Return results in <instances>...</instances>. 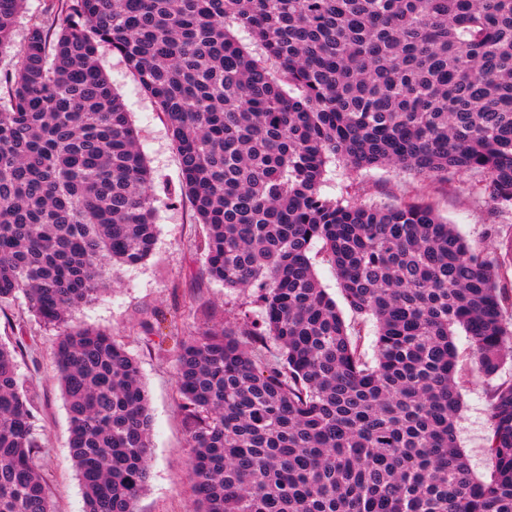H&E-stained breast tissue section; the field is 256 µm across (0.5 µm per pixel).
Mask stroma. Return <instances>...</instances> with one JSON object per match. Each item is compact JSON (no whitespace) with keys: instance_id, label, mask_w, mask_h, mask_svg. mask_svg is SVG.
Segmentation results:
<instances>
[{"instance_id":"35a3bbf8","label":"stroma","mask_w":512,"mask_h":512,"mask_svg":"<svg viewBox=\"0 0 512 512\" xmlns=\"http://www.w3.org/2000/svg\"><path fill=\"white\" fill-rule=\"evenodd\" d=\"M45 18L54 27L63 25L61 0H25L15 24V43L23 42L31 23ZM98 63L138 130V147L153 179L157 237L151 256L119 269L108 290L80 308L74 320L111 332L139 366L152 425L149 479L137 512H192L194 494L187 473L192 450L179 409L176 355L182 341L197 332L237 328L260 317L258 292L231 290L206 276L205 232L181 194L180 160L165 119L117 54L102 48ZM476 184V177L466 173L449 174L447 181L438 183L398 168L352 173L334 161L327 167L322 192L335 198L351 185L362 200L378 205L406 196L425 198L470 244L489 250L493 242L486 231L492 204L478 195ZM321 248L316 242L309 252L317 279L335 300L347 326L364 329L361 348L366 358H373L374 323L345 302L336 272L323 260ZM56 339V330L28 311L24 297L0 303V341L20 340L25 345L18 358V374L33 406V426L41 442L38 465L54 512H83V490L69 451V415L51 358ZM490 385L478 371L469 372L456 423L458 444L480 477L491 467L487 454Z\"/></svg>"}]
</instances>
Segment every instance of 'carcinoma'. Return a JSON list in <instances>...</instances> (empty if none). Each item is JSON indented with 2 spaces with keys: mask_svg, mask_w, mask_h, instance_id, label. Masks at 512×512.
Returning <instances> with one entry per match:
<instances>
[{
  "mask_svg": "<svg viewBox=\"0 0 512 512\" xmlns=\"http://www.w3.org/2000/svg\"><path fill=\"white\" fill-rule=\"evenodd\" d=\"M24 2L0 0V54ZM65 12L56 34L32 24L0 75V302L21 293L57 329L84 512H137L150 454L137 361L70 325L157 233L137 132L97 64L105 46L167 122L207 230L206 274L259 288L260 320L201 331L177 357L194 512H512V380L489 389L487 476L456 432L469 364L492 380L512 358V231L491 221L485 253L423 198L321 193L338 159L437 182L472 173L494 216L512 212V0H65ZM315 241L349 307L374 320L372 362L318 282ZM22 347L0 342V512H53Z\"/></svg>",
  "mask_w": 512,
  "mask_h": 512,
  "instance_id": "1",
  "label": "carcinoma"
}]
</instances>
